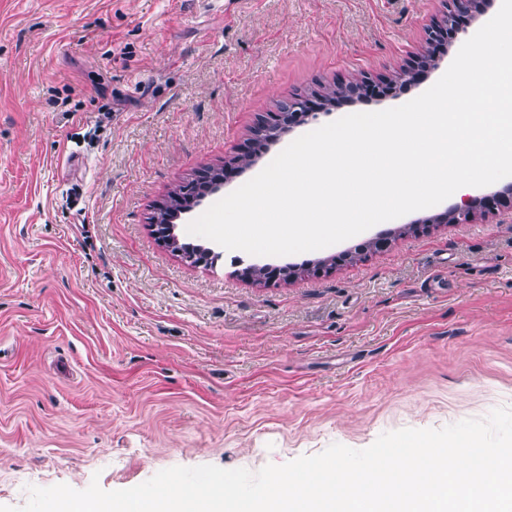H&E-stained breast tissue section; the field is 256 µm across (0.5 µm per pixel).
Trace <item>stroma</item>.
Listing matches in <instances>:
<instances>
[{
    "instance_id": "1",
    "label": "stroma",
    "mask_w": 512,
    "mask_h": 512,
    "mask_svg": "<svg viewBox=\"0 0 512 512\" xmlns=\"http://www.w3.org/2000/svg\"><path fill=\"white\" fill-rule=\"evenodd\" d=\"M441 0H0V506L26 488L139 485L173 466L258 471L512 407V202L471 224L366 230L356 263L265 285L269 258L195 266L150 218L223 168L279 101L389 76ZM325 108L254 169L343 116ZM410 225L399 233V225ZM193 182L182 184L179 183L173 187L168 193L167 200L163 204L164 208L157 209L154 215V221L158 220V224H171L175 213L180 207L179 198L182 196L183 191L188 188Z\"/></svg>"
}]
</instances>
